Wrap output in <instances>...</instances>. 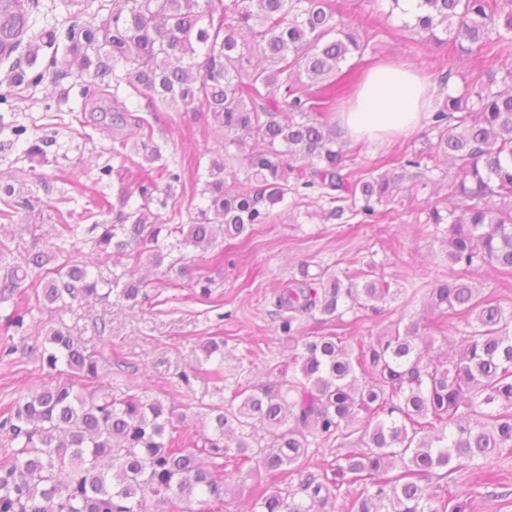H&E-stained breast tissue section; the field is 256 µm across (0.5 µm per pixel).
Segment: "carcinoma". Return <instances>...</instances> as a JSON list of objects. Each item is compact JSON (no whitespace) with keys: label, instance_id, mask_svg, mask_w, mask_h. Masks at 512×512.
<instances>
[{"label":"carcinoma","instance_id":"obj_1","mask_svg":"<svg viewBox=\"0 0 512 512\" xmlns=\"http://www.w3.org/2000/svg\"><path fill=\"white\" fill-rule=\"evenodd\" d=\"M37 2L0 0L9 85L55 83L77 68L78 122L112 140V157L132 145L143 163L133 180L122 166L100 168L120 181L118 204L101 196L94 211L58 212L56 253L34 242L16 254L0 240V302L12 301L4 324L20 340L48 304L146 299L144 280L134 278L141 263L159 268L177 246L206 252L220 238H247L303 190L318 194L329 217L369 224L430 162L455 167L450 206L429 207L425 220L441 230L450 274L422 286L438 317L411 315L367 342L302 328L378 313L407 289L391 287L370 263L339 275L300 262L274 297L290 354L264 379L238 383L208 406L205 432L190 446L185 413L102 389L104 364L59 324L36 351L41 369L60 379L0 407V435L11 445L0 456V512H147L149 501L156 512H224L231 467L251 481V512H323L341 496L350 497V512H463L431 481L512 452V310L470 281L479 268L512 274V56L498 55L461 91L442 76L429 149L403 155L394 171L359 176L338 146L333 117L357 88L342 80V66L363 61L369 40L345 26L335 0H112L102 18L105 5L94 11L96 0H81L82 12L64 28L40 32L31 17ZM387 2V16L410 15L403 28L430 51L451 45L469 58L491 54L501 32L512 33V0H414L410 10L404 0ZM23 45L26 69L11 60ZM45 47L52 54L37 69ZM130 100L151 116L162 106L205 112L224 143L194 153L186 167L171 165L153 141V123L129 109ZM250 143L241 180L229 148ZM176 184L208 201L191 224L175 223V208L165 216L151 210L155 202L167 208ZM107 212L112 223L96 221ZM17 214L16 203L0 197V229ZM88 220L99 231L95 246L113 257L106 275L91 274L65 248ZM448 317L460 326L448 351L431 357V333H445ZM201 351L210 377L224 380V338L208 339ZM327 444L346 452L310 470L311 452ZM286 474L297 477L296 488L270 491Z\"/></svg>","mask_w":512,"mask_h":512}]
</instances>
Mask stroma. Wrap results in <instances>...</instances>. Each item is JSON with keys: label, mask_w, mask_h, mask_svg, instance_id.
Masks as SVG:
<instances>
[{"label": "stroma", "mask_w": 512, "mask_h": 512, "mask_svg": "<svg viewBox=\"0 0 512 512\" xmlns=\"http://www.w3.org/2000/svg\"><path fill=\"white\" fill-rule=\"evenodd\" d=\"M346 23L367 28L371 48L368 62L402 59L411 62L431 83H439L443 69H450L455 88L470 84L486 60L474 57L462 63L444 56L435 67L421 45L402 30L399 17H387L386 0H336ZM77 81L68 75L57 83H44L21 92L6 120L25 126L24 140L11 131L0 132V182L13 185L19 202L17 224L0 232L11 247L38 243L46 252L59 245L53 224L58 210H82L97 194L116 198L120 183L102 177L100 168L111 162L110 140L93 128L81 127L62 94ZM215 135L200 112H161L155 140L169 162L191 156L193 150ZM433 135L428 123L410 135L387 141L367 142L354 157L355 171L382 173L393 159L426 150ZM42 142L45 164L31 162L24 153L27 144ZM441 165L431 174L432 184L414 188L412 201L397 212H381L378 223L341 224L327 218L321 201L309 196L293 209L278 208L270 223L260 225L246 243L225 247L223 264L211 262L201 251H187L184 264L189 273L157 274L147 287V298L136 306L114 301L73 304L56 312L37 313L29 330V344L42 342L47 330L65 322L80 336L90 351L106 363L113 387L132 389L147 398L163 396L190 373V383L176 405L203 408L220 402L217 384L199 372L203 361L201 344L209 338L224 340V372L234 379L265 377L270 366L288 355L287 340L274 337V288L287 283L299 261L333 266L342 271L359 263L376 262L377 273L402 287L448 274L446 247L433 225L426 222V204L445 196V177L451 174ZM207 276L212 295L202 300L193 288L195 276ZM424 296L411 304L402 300L384 304L381 313H360L348 335L376 338L404 314L422 312ZM270 340L269 349L254 357L252 364H240L250 341ZM43 372L35 354L26 351L4 356L0 353V401L19 397L27 388L41 383ZM450 486L460 501L472 503L477 512H512V455L461 469L452 474Z\"/></svg>", "instance_id": "1"}]
</instances>
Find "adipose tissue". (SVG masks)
<instances>
[{"label": "adipose tissue", "instance_id": "ef3b65f1", "mask_svg": "<svg viewBox=\"0 0 512 512\" xmlns=\"http://www.w3.org/2000/svg\"><path fill=\"white\" fill-rule=\"evenodd\" d=\"M430 96V82L409 63H378L366 73L355 97L337 108L336 129L348 140L410 134L425 116Z\"/></svg>", "mask_w": 512, "mask_h": 512}]
</instances>
